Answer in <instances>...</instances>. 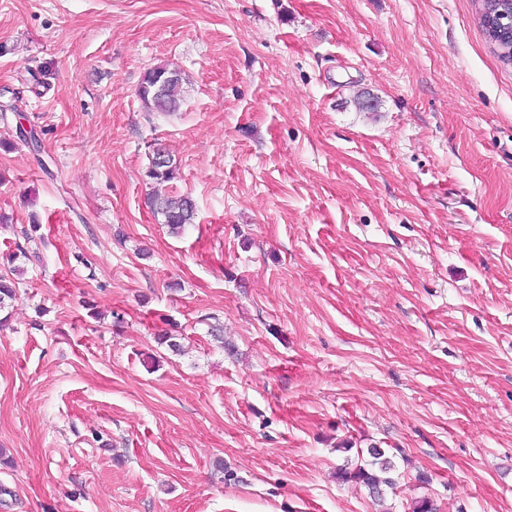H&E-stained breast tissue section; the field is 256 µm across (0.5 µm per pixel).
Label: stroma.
I'll list each match as a JSON object with an SVG mask.
<instances>
[{
	"instance_id": "stroma-1",
	"label": "stroma",
	"mask_w": 512,
	"mask_h": 512,
	"mask_svg": "<svg viewBox=\"0 0 512 512\" xmlns=\"http://www.w3.org/2000/svg\"><path fill=\"white\" fill-rule=\"evenodd\" d=\"M13 267L0 512H375L336 478L373 446L395 512H512V65L474 0H0ZM172 71H175L172 76ZM183 73L178 68L160 65L146 71L138 87V96L150 111L178 112L182 101ZM178 170L179 166L171 155L157 150L154 152V156L147 168L146 177L153 183L161 185L174 180L177 177ZM149 204L153 213L161 216L162 223L167 225L171 234L180 235L188 224L195 223L196 204L189 195L153 193Z\"/></svg>"
}]
</instances>
